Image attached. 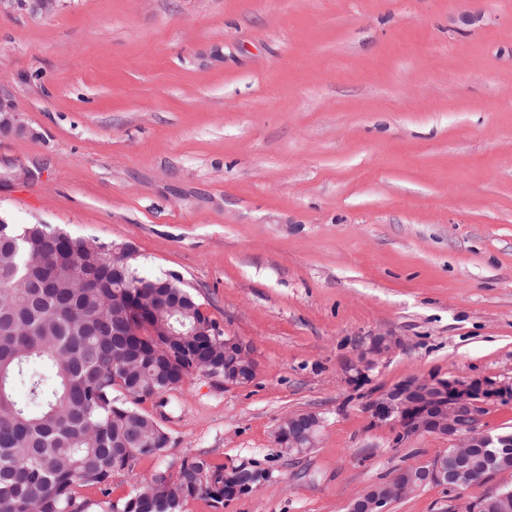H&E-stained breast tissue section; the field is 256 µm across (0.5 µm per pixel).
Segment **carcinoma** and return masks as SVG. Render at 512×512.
<instances>
[{"label":"carcinoma","instance_id":"1","mask_svg":"<svg viewBox=\"0 0 512 512\" xmlns=\"http://www.w3.org/2000/svg\"><path fill=\"white\" fill-rule=\"evenodd\" d=\"M131 267L112 280V252L48 224H0V512H179L188 498L224 505L246 492L235 471L201 455L141 476L111 498L112 474L160 458L165 430L138 405L203 370L224 372V332L178 285ZM168 295L187 310L161 313L174 336L112 335L113 300ZM477 512H512V494Z\"/></svg>","mask_w":512,"mask_h":512}]
</instances>
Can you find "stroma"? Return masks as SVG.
I'll use <instances>...</instances> for the list:
<instances>
[{"label": "stroma", "mask_w": 512, "mask_h": 512, "mask_svg": "<svg viewBox=\"0 0 512 512\" xmlns=\"http://www.w3.org/2000/svg\"><path fill=\"white\" fill-rule=\"evenodd\" d=\"M0 83L25 127L0 132V219L133 246L253 349L247 387L197 373L140 405L167 458L265 475L181 512H345L448 449L399 438L383 390L512 383V0H65L0 16ZM301 411L316 446L284 453ZM319 429L318 418L311 413H294L288 415L279 424L275 438L280 448L288 453L302 454L314 448Z\"/></svg>", "instance_id": "stroma-1"}]
</instances>
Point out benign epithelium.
<instances>
[{
	"label": "benign epithelium",
	"mask_w": 512,
	"mask_h": 512,
	"mask_svg": "<svg viewBox=\"0 0 512 512\" xmlns=\"http://www.w3.org/2000/svg\"><path fill=\"white\" fill-rule=\"evenodd\" d=\"M60 5L61 0H0V15L47 16ZM17 112L13 89L0 84V128L6 132L24 130L18 123ZM134 257L130 245H112V277L120 276ZM153 314L152 307L132 295L121 299L118 319L124 331L137 335L142 329L151 328ZM395 344L393 337L379 335L373 338L369 352L381 357L390 353ZM256 374L257 364L250 345L237 336L224 337V385L244 387ZM491 396L511 398L512 384L488 389L477 382L429 374L408 378L383 391L375 403L376 411L382 416L396 414L401 418V437L436 436L448 440L451 449L413 468L404 482L368 488L349 501L348 512H388L392 502L428 484L460 490L485 478V474L471 467V459L485 453L493 443V437L480 428L482 400ZM318 429L315 415L294 413L279 424L276 442L290 453L302 454L315 447Z\"/></svg>",
	"instance_id": "7a95c632"
}]
</instances>
